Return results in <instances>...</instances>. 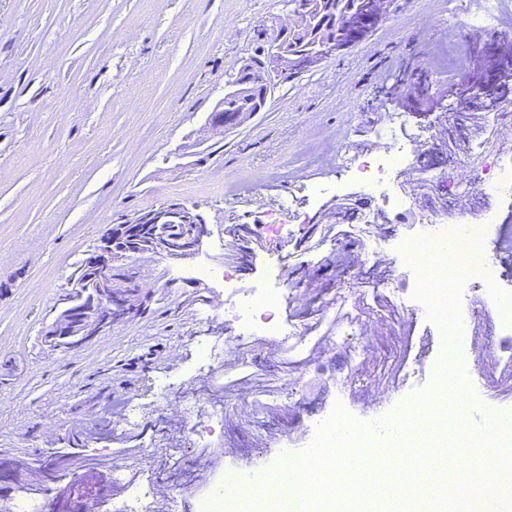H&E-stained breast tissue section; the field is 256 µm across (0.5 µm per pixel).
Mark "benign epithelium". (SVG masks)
I'll return each instance as SVG.
<instances>
[{
	"label": "benign epithelium",
	"instance_id": "1",
	"mask_svg": "<svg viewBox=\"0 0 512 512\" xmlns=\"http://www.w3.org/2000/svg\"><path fill=\"white\" fill-rule=\"evenodd\" d=\"M392 0H372L371 11L358 19L348 16L343 21L351 31V39L336 43L325 40L316 51L302 59L288 54L287 45L276 37L273 47L261 64L241 62L238 83L230 92L246 101L242 109H229L224 104L211 113L215 127L234 129L264 110L268 93L264 87L276 73L288 68L314 71L326 58L341 53L366 38L390 13ZM304 7H295L288 22L281 28L294 34L308 22ZM178 226V235H171L170 226ZM208 235L204 219L184 204L170 201L158 208L142 212L135 219L112 225L100 238L94 253L85 262V277L74 283L53 320L43 327L44 343L55 350H72L85 345L96 336L112 334L114 323L127 319L137 310L140 285L134 281L117 282L115 263L132 256L185 259L195 255Z\"/></svg>",
	"mask_w": 512,
	"mask_h": 512
}]
</instances>
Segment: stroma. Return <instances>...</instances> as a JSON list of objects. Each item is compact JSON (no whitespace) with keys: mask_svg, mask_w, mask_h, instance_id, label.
<instances>
[{"mask_svg":"<svg viewBox=\"0 0 512 512\" xmlns=\"http://www.w3.org/2000/svg\"><path fill=\"white\" fill-rule=\"evenodd\" d=\"M473 3L396 0L365 40L278 84L263 112L222 132L210 114L228 74L259 30L286 19V0H0V280L11 285L0 294V459L21 462L43 512H60L43 495L58 487L70 512H110L135 490L152 512H200L228 478L276 472L338 402L370 423L434 388L443 333L425 304L395 296L411 285L396 244L424 215L448 225L512 214V191L470 184L484 158L512 166V111H466L476 66L450 77L433 64L438 44L469 39L460 19ZM397 114L412 152L392 185L409 206L400 216L329 157H308L318 136L383 152ZM308 186L323 188L319 200ZM172 200L210 229L198 257L125 260L119 274L148 295L139 315L81 348L47 347L41 331L108 225ZM349 203L360 220L338 224ZM261 220L300 232L274 240ZM234 224L252 226L248 252L235 249ZM279 255L288 282L275 317L316 340L294 351L241 338L224 322L222 282L189 275L202 260L248 290ZM347 321L362 359L336 338ZM212 341L224 359L206 372L199 347ZM486 370L474 431L485 404L512 412V353L496 350ZM216 397L222 431L194 434ZM59 452L71 473L26 466ZM170 458L179 479L155 477Z\"/></svg>","mask_w":512,"mask_h":512,"instance_id":"1","label":"stroma"}]
</instances>
